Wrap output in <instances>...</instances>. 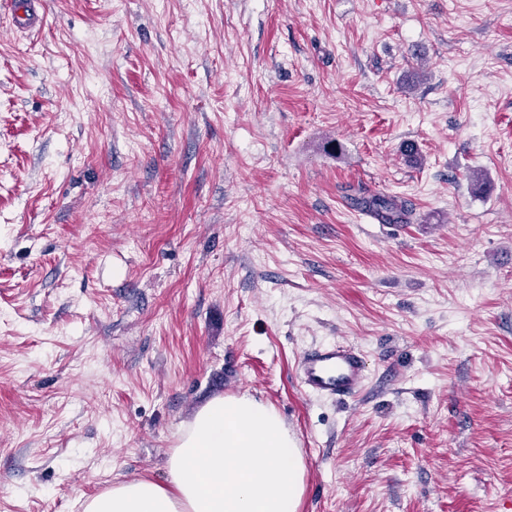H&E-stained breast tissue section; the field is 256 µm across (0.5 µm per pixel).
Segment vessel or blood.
Returning a JSON list of instances; mask_svg holds the SVG:
<instances>
[{
    "instance_id": "obj_1",
    "label": "vessel or blood",
    "mask_w": 512,
    "mask_h": 512,
    "mask_svg": "<svg viewBox=\"0 0 512 512\" xmlns=\"http://www.w3.org/2000/svg\"><path fill=\"white\" fill-rule=\"evenodd\" d=\"M17 29L42 28L44 16L36 0H5ZM298 377L305 392L335 400L352 397L366 385L367 374L361 354L350 344L321 345L303 353Z\"/></svg>"
}]
</instances>
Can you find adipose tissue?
I'll use <instances>...</instances> for the list:
<instances>
[{"instance_id":"obj_1","label":"adipose tissue","mask_w":512,"mask_h":512,"mask_svg":"<svg viewBox=\"0 0 512 512\" xmlns=\"http://www.w3.org/2000/svg\"><path fill=\"white\" fill-rule=\"evenodd\" d=\"M304 473L273 408L247 393L217 397L181 424L167 482H115L83 512H298Z\"/></svg>"}]
</instances>
